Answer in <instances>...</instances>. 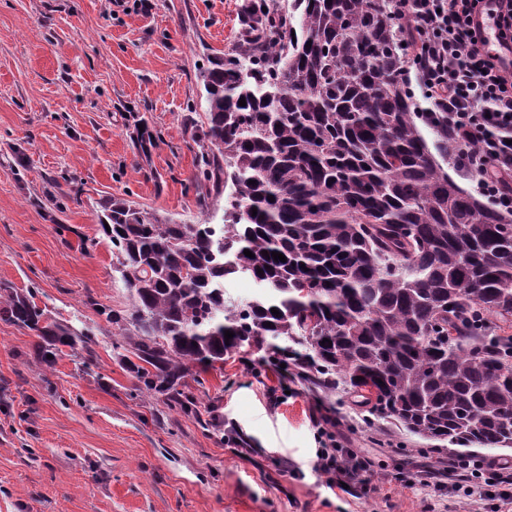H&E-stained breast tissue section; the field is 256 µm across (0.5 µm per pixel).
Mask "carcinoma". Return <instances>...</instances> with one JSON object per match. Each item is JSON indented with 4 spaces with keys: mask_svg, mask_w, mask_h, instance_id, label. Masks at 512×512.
<instances>
[{
    "mask_svg": "<svg viewBox=\"0 0 512 512\" xmlns=\"http://www.w3.org/2000/svg\"><path fill=\"white\" fill-rule=\"evenodd\" d=\"M241 25L200 72L199 174L224 185L223 222L102 205L130 297L106 320L135 391L196 416L189 382L255 355L330 410L342 394L411 437L512 448V215L438 161L448 133L417 111L391 3L288 0L284 14L245 0ZM241 274L263 292L236 302L224 279ZM36 297L0 285V320L34 332L50 368L93 332L49 319Z\"/></svg>",
    "mask_w": 512,
    "mask_h": 512,
    "instance_id": "carcinoma-1",
    "label": "carcinoma"
}]
</instances>
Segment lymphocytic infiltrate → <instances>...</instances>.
<instances>
[{"mask_svg":"<svg viewBox=\"0 0 512 512\" xmlns=\"http://www.w3.org/2000/svg\"><path fill=\"white\" fill-rule=\"evenodd\" d=\"M408 20V70L429 103L432 120L448 128L449 161L474 178L480 193L512 211V71L484 50L474 15L486 0H392ZM316 465L332 487L369 471L368 458L343 450L335 433L318 428Z\"/></svg>","mask_w":512,"mask_h":512,"instance_id":"lymphocytic-infiltrate-1","label":"lymphocytic infiltrate"}]
</instances>
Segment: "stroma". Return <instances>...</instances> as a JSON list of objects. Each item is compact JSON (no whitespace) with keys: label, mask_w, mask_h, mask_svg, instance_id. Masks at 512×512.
<instances>
[{"label":"stroma","mask_w":512,"mask_h":512,"mask_svg":"<svg viewBox=\"0 0 512 512\" xmlns=\"http://www.w3.org/2000/svg\"><path fill=\"white\" fill-rule=\"evenodd\" d=\"M243 0H0V284L37 289L52 318L95 333L54 368L33 332L0 321V512H512L503 488L420 450L383 419L336 402L344 448L372 461L353 494L315 467L324 405L239 357L205 376L224 431L136 396L108 310L129 307L100 204L133 202L193 224L202 63L231 52ZM156 137L150 153L139 123Z\"/></svg>","instance_id":"1"}]
</instances>
